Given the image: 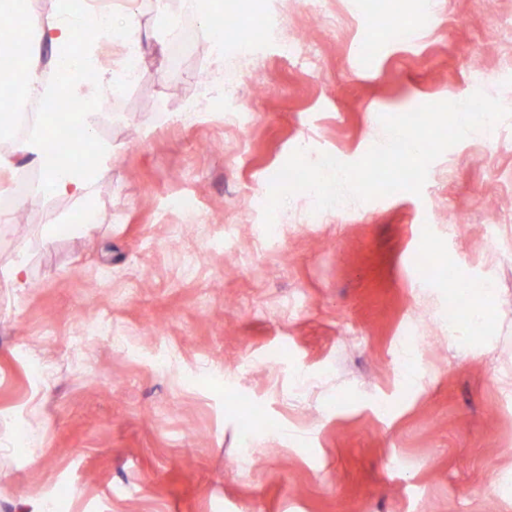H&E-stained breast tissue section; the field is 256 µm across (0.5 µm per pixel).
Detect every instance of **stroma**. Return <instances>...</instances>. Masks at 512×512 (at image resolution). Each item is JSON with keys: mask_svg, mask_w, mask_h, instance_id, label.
Wrapping results in <instances>:
<instances>
[{"mask_svg": "<svg viewBox=\"0 0 512 512\" xmlns=\"http://www.w3.org/2000/svg\"><path fill=\"white\" fill-rule=\"evenodd\" d=\"M176 2L112 13L146 74L95 109L111 176L84 204L31 183L22 239L0 211V512H512V227L485 234L512 212V118L502 139L449 147L421 194L350 199L310 224L297 193L260 239L294 150L354 162L384 141L380 115L478 89L512 103V44L491 32L512 0H439L425 25L415 0H252L248 26L269 14L278 30L246 57L225 47L220 68L205 41L168 63ZM287 40L317 69L284 58ZM201 69L235 74L238 94L196 100ZM227 111L241 128L225 130ZM184 193L197 211L169 210ZM425 257L492 284L484 324L449 340L448 279ZM98 318L109 332L88 334ZM412 324L426 339L400 352Z\"/></svg>", "mask_w": 512, "mask_h": 512, "instance_id": "35a3bbf8", "label": "stroma"}]
</instances>
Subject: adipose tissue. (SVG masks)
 <instances>
[{
  "mask_svg": "<svg viewBox=\"0 0 512 512\" xmlns=\"http://www.w3.org/2000/svg\"><path fill=\"white\" fill-rule=\"evenodd\" d=\"M22 5L23 0H0V17L11 20L15 44L14 67L0 76V83L11 86L21 101L39 96L50 106L54 103L52 94L43 83L37 61L26 52L28 32H35L38 40L53 46L54 56L50 66L54 76L57 83L69 86L73 84L80 65L76 47L81 34L111 29L113 22L85 10L76 11L77 23L73 26L54 14L29 21L25 18ZM82 102V111L74 113L73 119L82 128L90 148L76 156L74 164L47 170L40 186L44 195L84 200L90 196L95 184L111 173L109 163L112 150L97 141L96 120L90 114L91 109L99 104L100 97L89 93L83 96Z\"/></svg>",
  "mask_w": 512,
  "mask_h": 512,
  "instance_id": "obj_1",
  "label": "adipose tissue"
}]
</instances>
